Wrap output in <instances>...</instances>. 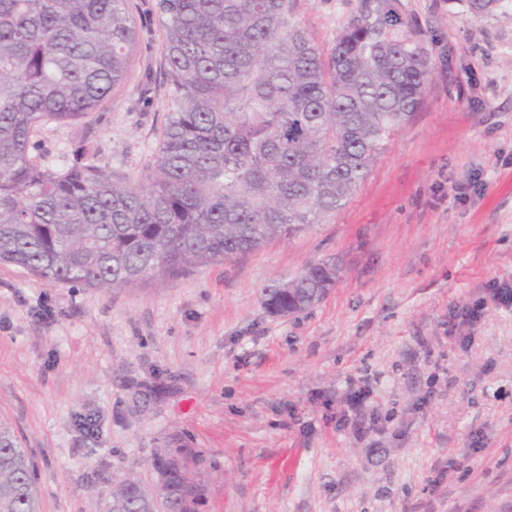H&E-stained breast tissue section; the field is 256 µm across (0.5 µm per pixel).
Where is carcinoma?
Masks as SVG:
<instances>
[{
  "instance_id": "carcinoma-1",
  "label": "carcinoma",
  "mask_w": 512,
  "mask_h": 512,
  "mask_svg": "<svg viewBox=\"0 0 512 512\" xmlns=\"http://www.w3.org/2000/svg\"><path fill=\"white\" fill-rule=\"evenodd\" d=\"M169 115L142 181L96 163L85 131L127 83L141 22L129 0H0V263L48 285L111 290L174 277L312 228L349 202L434 69L391 0H365L328 53L293 22L295 0H157ZM84 135L61 168L34 140ZM336 266L261 289L272 316L305 312ZM162 499L129 478L109 512H197L179 454L153 463ZM0 512H40L25 451L0 426Z\"/></svg>"
}]
</instances>
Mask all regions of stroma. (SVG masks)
I'll use <instances>...</instances> for the list:
<instances>
[{
    "mask_svg": "<svg viewBox=\"0 0 512 512\" xmlns=\"http://www.w3.org/2000/svg\"><path fill=\"white\" fill-rule=\"evenodd\" d=\"M152 33L91 138L141 180L169 112ZM364 0H296L322 50ZM435 61L424 102L348 204L236 259L130 288L47 285L0 264V424L33 462L41 512H108L182 449L198 512H512V0H394ZM77 127L36 138L68 164ZM339 278L272 317L261 287L318 261Z\"/></svg>",
    "mask_w": 512,
    "mask_h": 512,
    "instance_id": "stroma-1",
    "label": "stroma"
}]
</instances>
